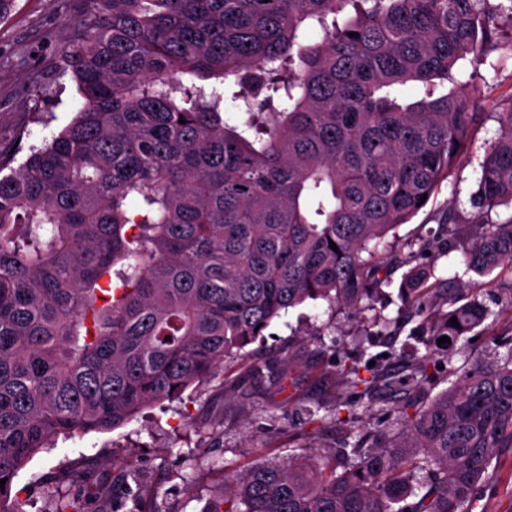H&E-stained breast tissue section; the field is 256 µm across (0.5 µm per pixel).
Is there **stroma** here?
<instances>
[{
	"mask_svg": "<svg viewBox=\"0 0 512 512\" xmlns=\"http://www.w3.org/2000/svg\"><path fill=\"white\" fill-rule=\"evenodd\" d=\"M80 17L81 0H12L0 16V148L15 163H23L31 145L51 138L74 115L75 83L61 74L60 63L79 35ZM455 77L482 91L469 148L427 205L379 246L385 252L414 245L423 252L422 263L435 264L442 278L453 276L457 256L437 257L439 226L450 212L458 223L472 220L479 164L498 133L496 114L512 104V26L503 25L497 45L477 61H464ZM403 274L394 268L393 284L385 290L386 314L398 319L394 327L354 320L347 310L321 301L306 302L272 322L242 357L224 362L181 399L148 408L115 431L59 440L16 480L27 512H37L42 486L62 462L103 475L134 471L135 491L114 485L117 512H204L210 497L223 492L226 468L306 456L317 448L343 450L341 434L316 429L299 410L334 405L339 365L360 358L365 349L397 355L426 339L421 317L401 309ZM401 404V395L378 391L358 409L362 433H386L399 419ZM472 512H512V448L492 459Z\"/></svg>",
	"mask_w": 512,
	"mask_h": 512,
	"instance_id": "obj_1",
	"label": "stroma"
}]
</instances>
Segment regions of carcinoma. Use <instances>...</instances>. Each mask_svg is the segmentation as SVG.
<instances>
[{
	"label": "carcinoma",
	"instance_id": "carcinoma-1",
	"mask_svg": "<svg viewBox=\"0 0 512 512\" xmlns=\"http://www.w3.org/2000/svg\"><path fill=\"white\" fill-rule=\"evenodd\" d=\"M503 12L512 21V3L490 0H85L61 63L76 115L0 177V512H24L13 483L36 454L180 398L291 307L396 322L376 307L392 263L408 267L404 306L432 309L430 335L468 341L493 315L480 289L460 302L456 274L439 298L414 252L377 247L455 168L481 89L448 84L497 42ZM497 120L474 221L440 225V255L460 252L465 275L512 274V216L491 219L512 208V105ZM425 349L397 374L381 352L343 364L336 404L309 412L344 433L349 463H257L204 512H469L512 448V339L465 358L438 395L409 394L396 442L355 437L376 388L429 378ZM72 482L48 491V512H82L107 488L89 470Z\"/></svg>",
	"mask_w": 512,
	"mask_h": 512
}]
</instances>
